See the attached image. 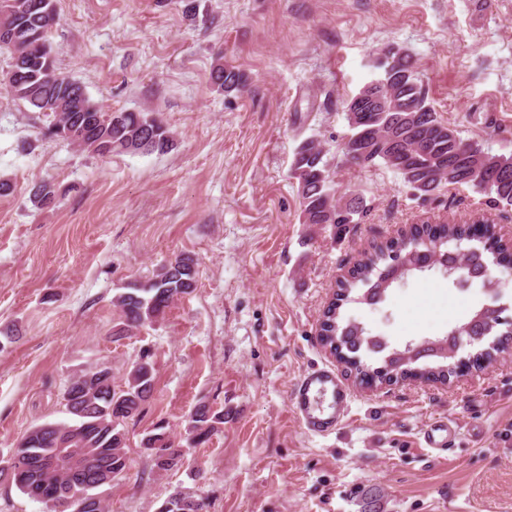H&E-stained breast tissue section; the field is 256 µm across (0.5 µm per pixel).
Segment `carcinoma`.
Wrapping results in <instances>:
<instances>
[{"label":"carcinoma","instance_id":"1","mask_svg":"<svg viewBox=\"0 0 512 512\" xmlns=\"http://www.w3.org/2000/svg\"><path fill=\"white\" fill-rule=\"evenodd\" d=\"M10 25L33 39L24 44H1L0 54L8 56V69L14 74L9 81L0 82V93L27 103L49 118L46 134L66 141L83 151L98 156L103 144L112 145L109 153L165 152L173 147V133L155 113L142 110L108 112L88 96L79 82L58 72L56 54L49 34L58 23L55 0H14ZM384 79L394 74L405 77V83L391 85L385 96L383 110L375 113L366 125L364 134L351 130L344 145L347 161L359 167L379 164L399 174L412 190L423 195L433 194L447 185H467L486 195L495 205L512 206V151L492 153L482 145L463 139L456 127L441 120L428 100V93L419 82L413 56L398 49L390 57L378 60ZM214 86L226 94L239 92L245 85L244 75L220 56L210 72ZM409 113L416 120L398 125L394 118ZM72 128L91 125V141L79 142L64 136L57 122ZM291 177L298 183L301 198V223L329 224L345 227L349 216L359 214L361 202L351 200L341 205L332 188V180L322 161V148L313 140L302 142L297 148L291 166ZM55 190L51 183L42 181L34 186L32 202L41 207L52 203ZM430 241L431 252L439 255L444 265L450 242L465 240L471 243L469 251L483 263H494L512 253V245L488 237H471L464 224H445L436 232L426 226H413L403 236L378 245L354 267L351 277L339 284L335 306L327 308L333 315L327 317L326 331L336 342V350L344 354L357 373L370 378L381 377V370L362 360V355H378L369 341L370 334L354 328V322L343 319L340 309L349 302L367 303L366 293H351L357 286L373 288L383 280L382 272L399 260L407 258L409 247ZM198 263L189 256L178 255L144 281L135 280L124 286L115 300L120 324L116 335L138 332L162 318L166 309L181 294L195 288ZM499 321H492L484 336L493 337L489 346L473 355L479 362L483 353L503 346L498 332ZM421 375L439 381L448 379V365L439 362L419 368ZM155 389L154 366L150 356H140L127 373L124 387L115 389L112 368L95 367L74 381L63 398L70 423H45L30 430L17 448L8 454L0 452L1 463H13L15 472L7 475L0 467V477L6 475L20 491L29 497L44 501L58 492L101 485L108 476H117L127 466L126 437L118 429L120 421L140 412ZM233 417L230 409L219 412L206 405L198 406L189 416L187 431L195 444L206 443L219 425ZM73 435V453L80 465L63 473H50L41 465V454L56 446L63 433ZM142 447L148 451L152 468L168 472L182 464L183 454L160 422L144 435Z\"/></svg>","mask_w":512,"mask_h":512}]
</instances>
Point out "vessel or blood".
Listing matches in <instances>:
<instances>
[{
  "label": "vessel or blood",
  "instance_id": "obj_1",
  "mask_svg": "<svg viewBox=\"0 0 512 512\" xmlns=\"http://www.w3.org/2000/svg\"><path fill=\"white\" fill-rule=\"evenodd\" d=\"M352 395L336 370L314 366L302 371L289 391L291 411L312 436L326 438L344 425L350 415ZM459 426L450 420L427 422L419 435L424 447L446 451L453 448Z\"/></svg>",
  "mask_w": 512,
  "mask_h": 512
}]
</instances>
